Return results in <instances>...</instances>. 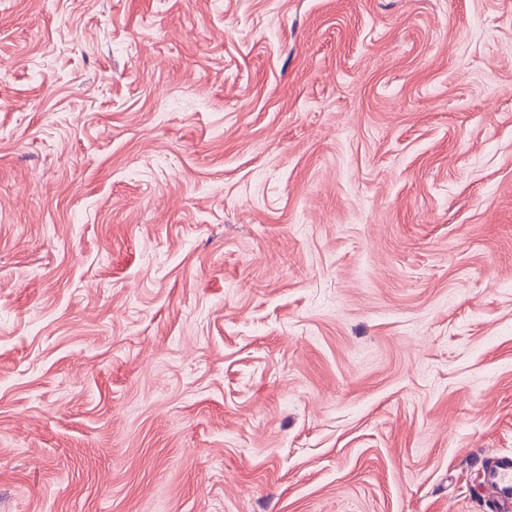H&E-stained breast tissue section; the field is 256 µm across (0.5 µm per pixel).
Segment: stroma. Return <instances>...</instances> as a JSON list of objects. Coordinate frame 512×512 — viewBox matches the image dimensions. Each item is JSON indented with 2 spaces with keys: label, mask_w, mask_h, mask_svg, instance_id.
Segmentation results:
<instances>
[{
  "label": "stroma",
  "mask_w": 512,
  "mask_h": 512,
  "mask_svg": "<svg viewBox=\"0 0 512 512\" xmlns=\"http://www.w3.org/2000/svg\"><path fill=\"white\" fill-rule=\"evenodd\" d=\"M512 454V0H0V512H483Z\"/></svg>",
  "instance_id": "obj_1"
}]
</instances>
